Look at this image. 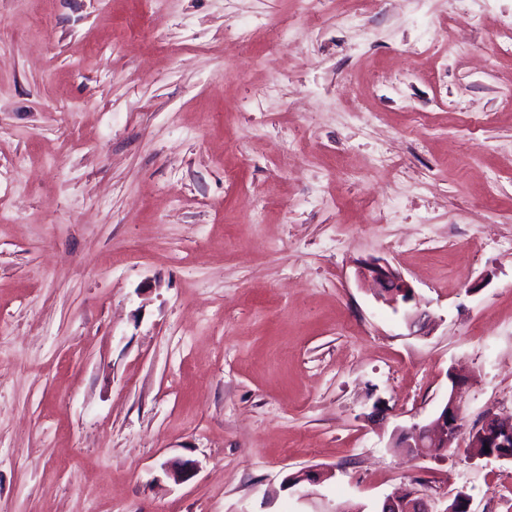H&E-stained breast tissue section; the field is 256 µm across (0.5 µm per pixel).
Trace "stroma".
Returning a JSON list of instances; mask_svg holds the SVG:
<instances>
[{
	"instance_id": "obj_1",
	"label": "stroma",
	"mask_w": 512,
	"mask_h": 512,
	"mask_svg": "<svg viewBox=\"0 0 512 512\" xmlns=\"http://www.w3.org/2000/svg\"><path fill=\"white\" fill-rule=\"evenodd\" d=\"M351 6L0 0V512H512V0ZM358 276L371 282L376 298L389 306L395 308L400 304H409L415 299V292L410 283L388 263H367L359 268ZM460 419V410L452 394L435 419L428 424L415 426L410 432L398 434L396 443L402 448H425L427 452L439 455L450 448L459 435ZM492 448L490 457L500 460L512 461V417L502 418L497 415L488 414L482 421L480 427L472 431L469 440V448H473L475 455L485 456V447L481 443ZM496 448H508L506 451ZM491 451V449H490ZM164 471L176 483L190 480L197 470V464L191 460L174 459L164 463ZM376 512H436L427 496L418 490L388 495Z\"/></svg>"
}]
</instances>
